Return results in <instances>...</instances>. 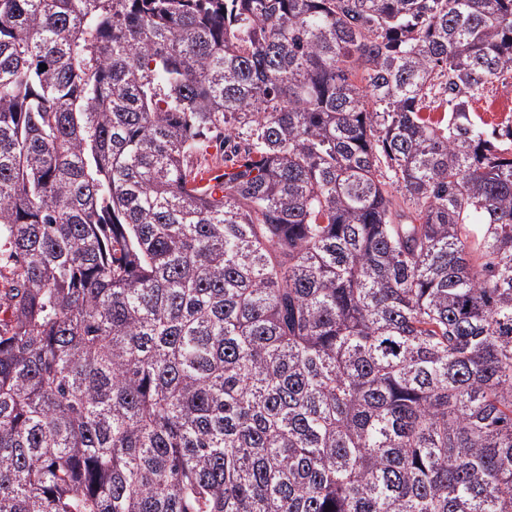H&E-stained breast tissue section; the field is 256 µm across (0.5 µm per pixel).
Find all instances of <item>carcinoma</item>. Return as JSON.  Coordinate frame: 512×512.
<instances>
[{"mask_svg":"<svg viewBox=\"0 0 512 512\" xmlns=\"http://www.w3.org/2000/svg\"><path fill=\"white\" fill-rule=\"evenodd\" d=\"M510 66L512 0H0V512H512ZM507 79L502 83L503 77L499 80L493 79L479 101H473L470 108L477 116H481L487 125L483 128L489 138L496 129V133L502 132L507 126H512V70L505 73Z\"/></svg>","mask_w":512,"mask_h":512,"instance_id":"obj_1","label":"carcinoma"}]
</instances>
